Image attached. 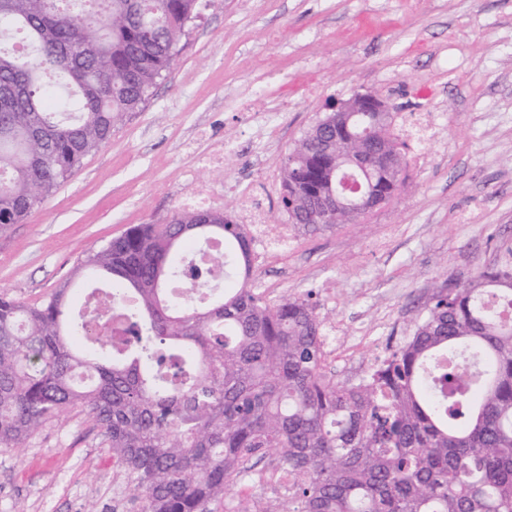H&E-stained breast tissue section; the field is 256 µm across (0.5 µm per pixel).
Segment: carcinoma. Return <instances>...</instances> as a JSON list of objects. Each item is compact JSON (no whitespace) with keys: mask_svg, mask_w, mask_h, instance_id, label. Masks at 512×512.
Returning a JSON list of instances; mask_svg holds the SVG:
<instances>
[{"mask_svg":"<svg viewBox=\"0 0 512 512\" xmlns=\"http://www.w3.org/2000/svg\"><path fill=\"white\" fill-rule=\"evenodd\" d=\"M198 0H0V225L20 223L170 71ZM346 127L392 167L407 163L394 113L327 112L281 163L289 223L356 217L338 179L381 192L352 165ZM220 244L219 275L183 253ZM244 225L178 209L134 224L42 304L0 294V447L19 448L79 408L145 512H212L272 454L292 512H512V246L439 291L412 334L355 382L325 371L326 318L306 299L252 288ZM200 288L187 289L188 276ZM120 315L128 339L91 343ZM247 512H284L254 499Z\"/></svg>","mask_w":512,"mask_h":512,"instance_id":"obj_1","label":"carcinoma"}]
</instances>
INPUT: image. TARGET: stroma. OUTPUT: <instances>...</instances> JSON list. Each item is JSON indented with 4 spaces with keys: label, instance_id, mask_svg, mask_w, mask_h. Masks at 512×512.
I'll list each match as a JSON object with an SVG mask.
<instances>
[{
    "label": "stroma",
    "instance_id": "1",
    "mask_svg": "<svg viewBox=\"0 0 512 512\" xmlns=\"http://www.w3.org/2000/svg\"><path fill=\"white\" fill-rule=\"evenodd\" d=\"M170 76L73 175L18 224L0 226V293L33 305L63 282L73 302L84 255L130 225L167 222L185 178L235 215L239 185L269 188L280 210L281 162L326 104L371 92L414 108L433 127L410 138L407 177L365 223L296 230L282 255H255L252 285L267 297L309 299L326 316V371L365 375L398 345L437 287L490 266L512 244V0H205ZM279 103L278 138L238 108ZM233 141L221 170L184 151L199 128ZM480 220L464 224L462 212ZM143 512L101 432L81 409L45 423L23 447H0V512Z\"/></svg>",
    "mask_w": 512,
    "mask_h": 512
}]
</instances>
